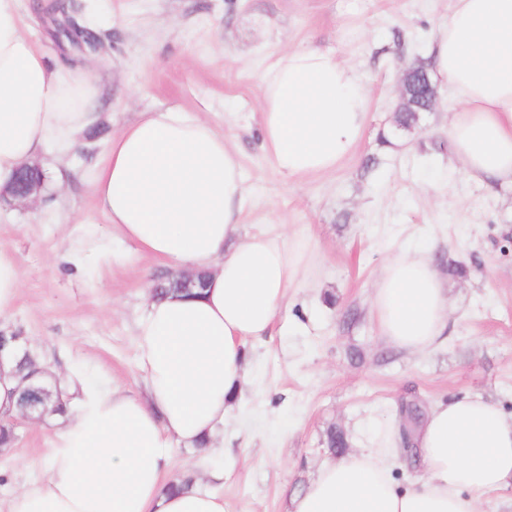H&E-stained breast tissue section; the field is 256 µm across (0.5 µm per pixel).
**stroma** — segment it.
Here are the masks:
<instances>
[{
  "instance_id": "1",
  "label": "stroma",
  "mask_w": 512,
  "mask_h": 512,
  "mask_svg": "<svg viewBox=\"0 0 512 512\" xmlns=\"http://www.w3.org/2000/svg\"><path fill=\"white\" fill-rule=\"evenodd\" d=\"M76 2L102 44L92 73L105 131L85 130L55 161L61 191L36 205H0V246L22 280L12 329L59 368L141 391L134 329L161 266L117 239L121 261L102 273L73 276L54 257L76 224L90 238L111 237L85 177L112 135L139 113L178 106L233 137L250 191L246 230L288 233L311 255L272 336L247 346L250 383L209 462L224 471L217 490L227 512H286L292 491L329 458L330 428L357 442L401 402L479 394L512 416V189L469 180L441 149L456 107L447 90L413 130L393 124L400 77L425 60L451 0ZM298 46L356 66L372 103L349 160L291 180L261 145L257 76ZM382 131L389 145L378 144ZM372 156L377 166L364 170ZM425 241L434 259H453L467 274L446 279L447 342L409 356L384 343L369 303L385 260ZM18 433L12 452L0 455L1 501L24 480L20 459L49 448L52 428L27 424Z\"/></svg>"
}]
</instances>
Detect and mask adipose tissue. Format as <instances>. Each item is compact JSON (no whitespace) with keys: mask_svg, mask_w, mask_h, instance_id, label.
Wrapping results in <instances>:
<instances>
[{"mask_svg":"<svg viewBox=\"0 0 512 512\" xmlns=\"http://www.w3.org/2000/svg\"><path fill=\"white\" fill-rule=\"evenodd\" d=\"M429 55L458 103L447 129L454 160L469 178L512 187V0H451ZM258 85L262 144L282 175L328 173L354 153L371 105L355 67L293 49ZM99 97L93 76L50 65L26 37L19 0H0V187L32 158L68 152L96 121ZM87 183L116 237L173 271H206L208 283L196 297H149L135 332L143 394L63 374L69 410L50 448L21 461L28 478L7 512H225L199 485L168 491L166 473L179 449L218 442L247 382L246 344L271 335L307 253L285 234L242 232L249 192L237 151L178 108L122 127ZM112 240L68 246L62 262L79 275L111 265ZM370 317L406 354L446 337L445 281L425 249L384 262ZM410 441L408 453L399 419L375 428L325 460L288 512H478L482 497L512 488V416L483 397L435 402ZM409 455L420 473L401 485L393 470Z\"/></svg>","mask_w":512,"mask_h":512,"instance_id":"adipose-tissue-1","label":"adipose tissue"}]
</instances>
